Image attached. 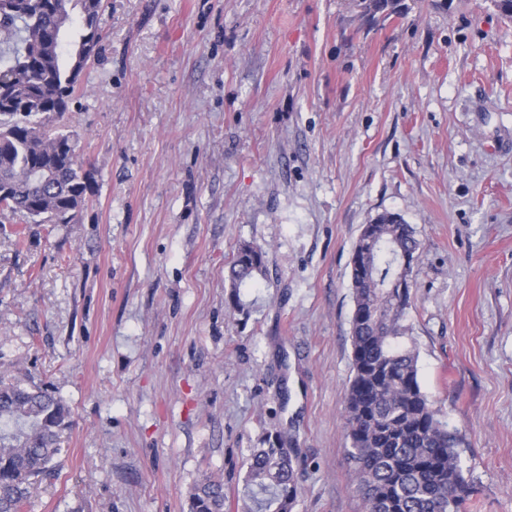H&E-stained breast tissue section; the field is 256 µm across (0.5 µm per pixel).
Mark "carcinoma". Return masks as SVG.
<instances>
[{
    "mask_svg": "<svg viewBox=\"0 0 512 512\" xmlns=\"http://www.w3.org/2000/svg\"><path fill=\"white\" fill-rule=\"evenodd\" d=\"M104 0H0V211L30 224H67L94 180L72 162L74 134L49 127L68 111L100 41ZM375 244L357 241L350 263L353 376L345 400L346 449L364 512H466L476 481L460 462L461 438L448 430L418 376V352L403 341L413 278L402 255L418 259L414 228L395 212L372 219ZM267 275L266 253L241 245L228 271V306L243 310L240 288ZM70 411L38 386L0 379V512H22L32 480L60 454ZM280 434L268 433L247 458L246 512H291L299 481ZM190 512H224V483L209 476L191 494Z\"/></svg>",
    "mask_w": 512,
    "mask_h": 512,
    "instance_id": "carcinoma-1",
    "label": "carcinoma"
}]
</instances>
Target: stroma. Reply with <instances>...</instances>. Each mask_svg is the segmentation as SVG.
Masks as SVG:
<instances>
[{
  "instance_id": "stroma-1",
  "label": "stroma",
  "mask_w": 512,
  "mask_h": 512,
  "mask_svg": "<svg viewBox=\"0 0 512 512\" xmlns=\"http://www.w3.org/2000/svg\"><path fill=\"white\" fill-rule=\"evenodd\" d=\"M108 0L59 125L95 186L76 220H0V376L71 410L24 512H242L280 432L293 512H362L344 401L364 224L422 246L419 381L462 439L468 512H512V18L490 0ZM268 275L228 309L241 244ZM190 500V512H223L224 483L207 476L195 486Z\"/></svg>"
}]
</instances>
